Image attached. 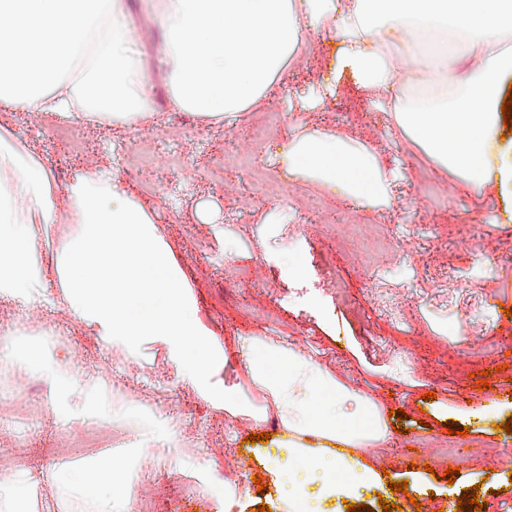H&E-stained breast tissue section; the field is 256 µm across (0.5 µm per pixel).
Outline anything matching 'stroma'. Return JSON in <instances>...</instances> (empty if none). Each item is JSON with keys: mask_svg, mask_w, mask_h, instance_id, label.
<instances>
[{"mask_svg": "<svg viewBox=\"0 0 512 512\" xmlns=\"http://www.w3.org/2000/svg\"><path fill=\"white\" fill-rule=\"evenodd\" d=\"M126 20L142 46L141 67L155 79L150 120L102 126L79 116L39 119L0 114V133L38 157L60 198L52 224L36 225L43 277L32 287L0 288V512L39 496V512H94V474L121 464L124 512L143 498L157 512H287L285 485L272 462L284 446L276 408L254 386L238 352L243 337H267L318 363L379 407L393 433L360 452L375 470L406 482V493L365 488L403 512H446L464 489L479 487L486 512H512V209L495 188L463 184L440 171L404 137L392 113L350 78L335 74V32L310 28L314 49L273 86L258 111L201 120L172 109L158 77L167 64L157 0H125ZM282 113L279 130L268 112ZM348 136L394 171L389 197L362 211L350 198L290 176L282 152L301 130ZM85 144L74 152L73 143ZM183 165L171 169V155ZM247 155L240 165L238 155ZM272 168L275 183L255 191L253 174ZM93 169L117 178L154 220L164 256L182 276L184 299L199 319L200 340L215 354L207 384L182 367L162 336L129 341L108 334L68 305L56 275L77 225L62 200L76 175ZM190 193L172 197L181 184ZM294 253L299 267L285 265ZM315 289L288 306L289 289ZM69 327L72 337L35 350L19 341L26 326ZM403 362L394 366L392 354ZM110 375L112 422L124 434L81 463L42 455L63 431L79 433L90 413H103L89 370ZM488 371L478 390L475 372ZM248 408L230 414L225 391ZM405 409L408 418L393 417ZM454 423L467 436L447 435ZM404 433H396V425ZM270 438L248 443L249 434ZM461 449L454 483L426 465L442 449ZM266 491H259L255 476Z\"/></svg>", "mask_w": 512, "mask_h": 512, "instance_id": "obj_1", "label": "stroma"}]
</instances>
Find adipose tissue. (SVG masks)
I'll return each instance as SVG.
<instances>
[{
    "label": "adipose tissue",
    "mask_w": 512,
    "mask_h": 512,
    "mask_svg": "<svg viewBox=\"0 0 512 512\" xmlns=\"http://www.w3.org/2000/svg\"><path fill=\"white\" fill-rule=\"evenodd\" d=\"M160 10V80L175 109L216 120L255 111L310 48L309 22L329 24L341 70L377 95L411 141L442 170L512 199V146L498 145L503 81L512 76V0H161ZM122 12V0H0V112H75L102 125L150 119L152 82ZM462 59L474 64L463 76ZM283 162L290 174L340 186L362 209L389 185L370 151L331 132L294 137ZM65 197L79 233L57 273L72 309L117 336L169 337L206 382L212 355L147 211L93 173L76 176ZM55 209L46 168L1 142L0 288L35 281L32 229ZM239 353L277 409L288 442L280 470L319 471L323 494L350 500L380 484L356 454L388 436L373 402L297 351L248 337Z\"/></svg>",
    "instance_id": "adipose-tissue-1"
}]
</instances>
